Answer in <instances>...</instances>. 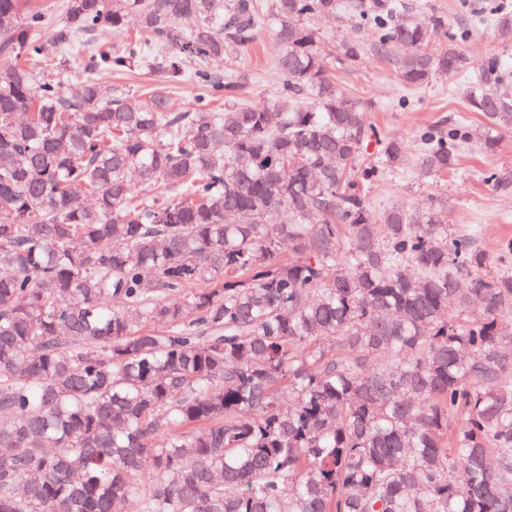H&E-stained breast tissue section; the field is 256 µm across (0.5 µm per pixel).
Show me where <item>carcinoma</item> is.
I'll return each mask as SVG.
<instances>
[{
	"label": "carcinoma",
	"instance_id": "carcinoma-1",
	"mask_svg": "<svg viewBox=\"0 0 512 512\" xmlns=\"http://www.w3.org/2000/svg\"><path fill=\"white\" fill-rule=\"evenodd\" d=\"M343 9L347 59L369 27L406 85L464 68L395 0H66L49 36L0 0V512H512V273L432 208L367 205L365 108L310 26ZM264 28L281 94L253 105L208 64ZM143 62L161 82L133 104L94 78ZM511 75L491 55L473 82ZM469 99L512 128L511 95ZM418 139L424 177L469 141ZM61 54L65 58V66L59 70L58 77L60 80L66 83L82 80L85 76L84 56L70 48L62 49ZM167 90L173 109L179 111L188 107L199 93L193 75V66L187 65L181 80L169 85Z\"/></svg>",
	"mask_w": 512,
	"mask_h": 512
}]
</instances>
